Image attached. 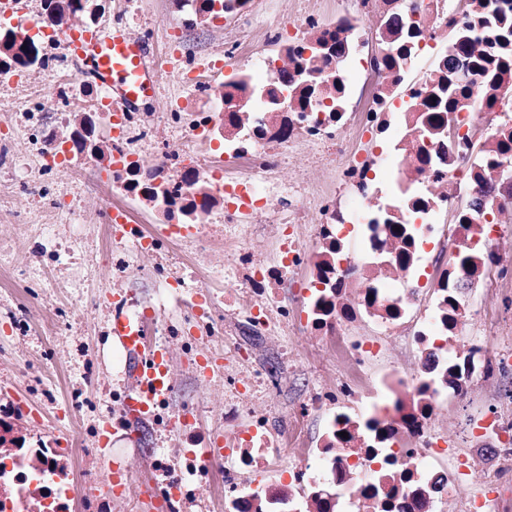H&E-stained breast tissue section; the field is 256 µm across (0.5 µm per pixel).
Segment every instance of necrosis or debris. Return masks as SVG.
<instances>
[{
  "instance_id": "1",
  "label": "necrosis or debris",
  "mask_w": 512,
  "mask_h": 512,
  "mask_svg": "<svg viewBox=\"0 0 512 512\" xmlns=\"http://www.w3.org/2000/svg\"><path fill=\"white\" fill-rule=\"evenodd\" d=\"M254 2L177 0L183 24L237 33L186 72L188 96L145 119L64 63L72 24L99 27L94 0L71 23L38 0L32 33L15 23L18 0L0 4V78L49 81L18 116L38 165L16 182L39 197L69 168L104 186L119 271L130 253L223 245L224 274L202 283L208 303L194 314L204 335L218 332L220 305L266 341L317 338L304 362L314 382L281 428L251 401L277 397L295 354L281 371L226 378L223 460L155 457L165 498L189 502L209 483L226 512H449L483 442L512 437V420L489 409L466 414L469 448L436 428L474 384L512 376V343L489 345L512 323V0H337L330 13L289 0L259 30ZM462 30L476 41L447 66ZM163 127L178 138L160 139ZM301 146L317 179L274 182ZM393 337L418 364L388 356Z\"/></svg>"
}]
</instances>
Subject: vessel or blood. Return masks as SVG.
I'll use <instances>...</instances> for the list:
<instances>
[{
	"label": "vessel or blood",
	"instance_id": "1",
	"mask_svg": "<svg viewBox=\"0 0 512 512\" xmlns=\"http://www.w3.org/2000/svg\"><path fill=\"white\" fill-rule=\"evenodd\" d=\"M66 45L70 59L92 71L100 87L123 105H131L149 91L146 49L128 36L125 29L110 28L94 34L74 30L68 33ZM110 306V335L117 337L139 358L134 369L135 393L131 406L134 418L140 419L147 416L156 399L166 397L170 391L164 349L159 345L147 346L136 336L126 314L123 296H114Z\"/></svg>",
	"mask_w": 512,
	"mask_h": 512
}]
</instances>
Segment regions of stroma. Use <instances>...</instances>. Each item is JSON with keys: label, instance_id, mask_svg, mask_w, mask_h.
<instances>
[{"label": "stroma", "instance_id": "1", "mask_svg": "<svg viewBox=\"0 0 512 512\" xmlns=\"http://www.w3.org/2000/svg\"><path fill=\"white\" fill-rule=\"evenodd\" d=\"M101 5V24L120 14L130 32H150L154 87L134 111H165L171 98L184 93L181 74L165 62L171 42L198 63L224 47L223 33L206 23L180 28L173 0H102ZM27 90L0 82V141L30 168L28 134L12 118ZM51 182L43 197L17 190L6 197L30 213L31 223L0 222V411L23 447L58 451L61 485L77 487L70 512H149L147 491L157 480L152 457L178 455L193 441L209 447L213 435L224 430V339L190 344L187 312L155 294L151 258L132 262L124 277L115 275L99 223L106 199L94 183L67 169ZM63 201L76 202L77 214L62 212ZM116 293L153 311L154 339L167 340L171 328L180 329L182 340L172 348L168 405L175 411L198 406L192 427L164 429L149 419L106 424L113 395L134 383L137 361L108 334ZM104 443L111 447L105 457L100 454ZM117 470L126 475L118 502L106 491Z\"/></svg>", "mask_w": 512, "mask_h": 512}]
</instances>
